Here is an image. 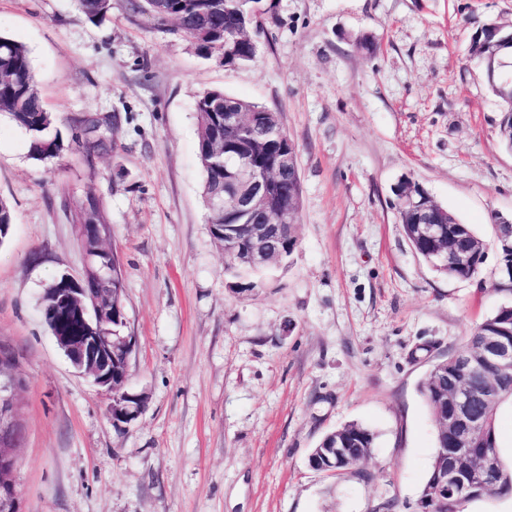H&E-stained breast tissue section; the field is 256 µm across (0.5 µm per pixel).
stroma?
Segmentation results:
<instances>
[{
	"label": "stroma",
	"instance_id": "obj_1",
	"mask_svg": "<svg viewBox=\"0 0 512 512\" xmlns=\"http://www.w3.org/2000/svg\"><path fill=\"white\" fill-rule=\"evenodd\" d=\"M258 53L228 68L112 0H0V34L29 50L59 157L28 155L0 116V345L13 349L23 437L22 512H416L435 451L420 391L512 294L493 288L494 216L512 218V151L478 63L475 32L512 24V0H261ZM369 36L367 53L356 44ZM221 90L281 116L296 143L302 204L288 262L236 293L206 222L194 112ZM112 143L90 150L88 119ZM469 225L486 251L461 281L412 249L402 180ZM96 197L123 270L130 389L146 410L123 430L79 374L41 298L82 250L75 200ZM376 435L359 468L312 469L322 436Z\"/></svg>",
	"mask_w": 512,
	"mask_h": 512
}]
</instances>
